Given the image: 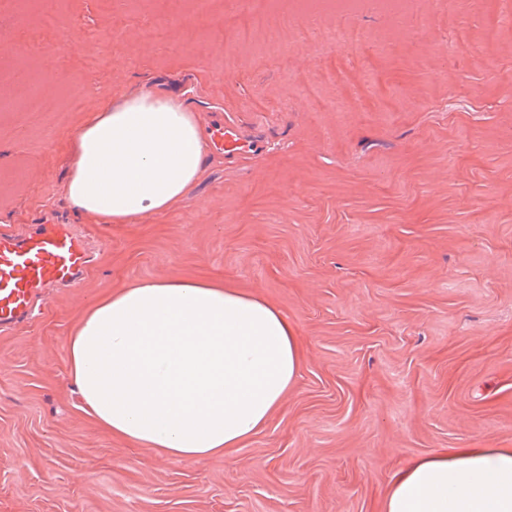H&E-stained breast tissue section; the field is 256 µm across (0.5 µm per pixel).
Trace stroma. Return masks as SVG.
I'll return each instance as SVG.
<instances>
[{
    "mask_svg": "<svg viewBox=\"0 0 512 512\" xmlns=\"http://www.w3.org/2000/svg\"><path fill=\"white\" fill-rule=\"evenodd\" d=\"M270 0H0V232L86 233L94 261L0 328V512H381L394 472L440 448H512V15L503 0H361L328 48ZM163 88L206 151L165 212L103 224L65 197L96 111ZM221 276L305 343L296 383L227 456L174 461L79 410L67 342L108 289ZM288 23V15L282 14L276 10H271L262 20V25L266 30V49L270 52H278L282 49L279 43V31Z\"/></svg>",
    "mask_w": 512,
    "mask_h": 512,
    "instance_id": "1",
    "label": "stroma"
}]
</instances>
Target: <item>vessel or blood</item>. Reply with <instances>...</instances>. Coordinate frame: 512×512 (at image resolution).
Returning <instances> with one entry per match:
<instances>
[{
	"instance_id": "1",
	"label": "vessel or blood",
	"mask_w": 512,
	"mask_h": 512,
	"mask_svg": "<svg viewBox=\"0 0 512 512\" xmlns=\"http://www.w3.org/2000/svg\"><path fill=\"white\" fill-rule=\"evenodd\" d=\"M89 264L82 238L49 224L25 238L0 234V325L26 317L35 289L74 283Z\"/></svg>"
}]
</instances>
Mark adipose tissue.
<instances>
[{"label": "adipose tissue", "mask_w": 512, "mask_h": 512, "mask_svg": "<svg viewBox=\"0 0 512 512\" xmlns=\"http://www.w3.org/2000/svg\"><path fill=\"white\" fill-rule=\"evenodd\" d=\"M192 113L156 91L125 96L75 135L66 198L124 224L165 211L203 172ZM80 409L112 435L203 462L261 430L303 352L277 306L212 277L108 292L68 338ZM383 512H512V448H443L395 474Z\"/></svg>", "instance_id": "obj_1"}]
</instances>
